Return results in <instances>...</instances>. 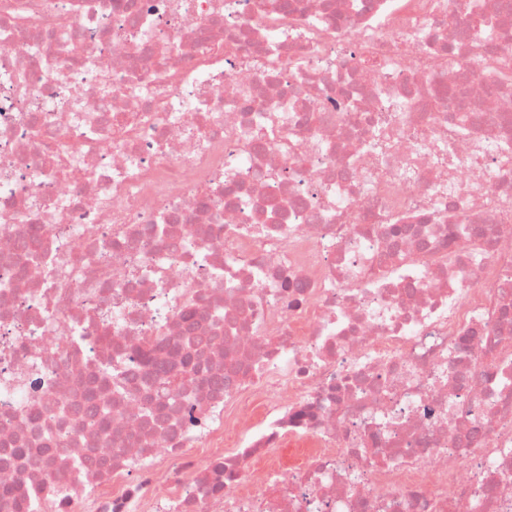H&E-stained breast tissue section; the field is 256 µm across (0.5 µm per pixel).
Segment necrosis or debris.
<instances>
[{
  "label": "necrosis or debris",
  "mask_w": 512,
  "mask_h": 512,
  "mask_svg": "<svg viewBox=\"0 0 512 512\" xmlns=\"http://www.w3.org/2000/svg\"><path fill=\"white\" fill-rule=\"evenodd\" d=\"M280 3L0 0V512H512V0Z\"/></svg>",
  "instance_id": "necrosis-or-debris-1"
}]
</instances>
